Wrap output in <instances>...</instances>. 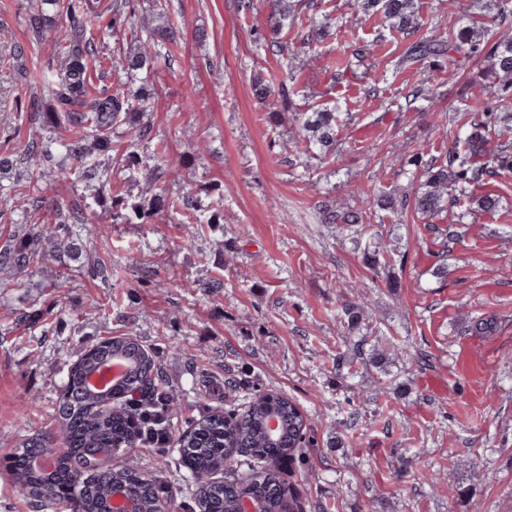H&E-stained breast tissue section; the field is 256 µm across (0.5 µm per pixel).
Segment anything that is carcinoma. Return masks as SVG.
Segmentation results:
<instances>
[{
	"mask_svg": "<svg viewBox=\"0 0 512 512\" xmlns=\"http://www.w3.org/2000/svg\"><path fill=\"white\" fill-rule=\"evenodd\" d=\"M269 17L270 42L278 39L283 22L291 17L293 0H271ZM509 0H484L479 4L482 20L448 31L440 37H423L412 42L406 57L443 59L448 63V79L458 75L459 68L470 59H489L482 72V89L493 95L488 106L479 102L470 106L472 118L465 137L448 149V158H431L420 167L422 175L411 192L400 196L384 195L383 207L395 212L412 207L431 217L447 209L458 210V223L470 214L471 206L481 211H493L499 197L484 193L475 196V189L502 170H512V34L494 35L500 26L512 25ZM125 0L112 3V26H129L130 48L121 60L128 73L150 71L154 55L150 42L166 36L159 26L149 31L126 20ZM362 13L373 10L390 21L392 27L410 37L423 26L415 0H354ZM67 12L71 19L69 38L61 44L58 67L45 76L57 107L43 113L42 134L26 142L21 150L35 162L34 168L19 176L31 181L35 175L53 165L55 155L51 145L57 143L55 129L63 122L76 132L77 140L64 144L76 159L71 168L74 181L90 186L103 176L100 156L110 150L104 132L123 122L135 126V116L145 108L148 97L131 94L123 87L105 91L99 97L87 99V59L95 55L94 42L86 38L84 0H71ZM300 123L304 154L313 145L330 146L336 137L337 115L321 109L301 112ZM506 140L495 152L488 149L489 135ZM143 137L135 132L126 154V167L138 169L149 186L148 195L138 199L116 198L111 201L113 215L127 224H147L161 212L172 210L174 201L167 192L171 171L158 162V153L137 149ZM104 199L92 196L53 224H30L24 232L0 247V268L25 272L47 256L45 242L57 251H78L77 242L86 211L100 205ZM196 223L220 224L224 216L216 208L193 204ZM375 211L370 207L331 209L323 211L322 223L356 227L371 223ZM365 312L364 303L352 301L336 312L339 323L353 328ZM122 354L127 358V373L123 381L110 387L106 397H99L85 385L84 372ZM140 396L162 408L167 428H175V419L183 416L184 403L163 379L155 356L135 336H114L84 350L68 371L64 393L53 420L60 441L44 432L25 438L0 467L5 468L22 492L42 503L49 512H110L112 488L123 484L139 498L141 512H160L171 499L160 475L146 478L131 467L119 473L112 470V458L130 449L143 446L134 423L132 398ZM279 407L284 416L280 445L272 447L266 439L264 420L268 407ZM296 405L278 394L267 400V392L253 390L242 412L224 413L220 407L210 408L206 415L192 422L179 439V464L186 471V482L202 512H235L242 497L253 499L262 512H286L294 508L288 500V487L276 463L287 452L304 443L307 420L295 411ZM233 439L242 459L224 460L226 443Z\"/></svg>",
	"mask_w": 512,
	"mask_h": 512,
	"instance_id": "1",
	"label": "carcinoma"
}]
</instances>
